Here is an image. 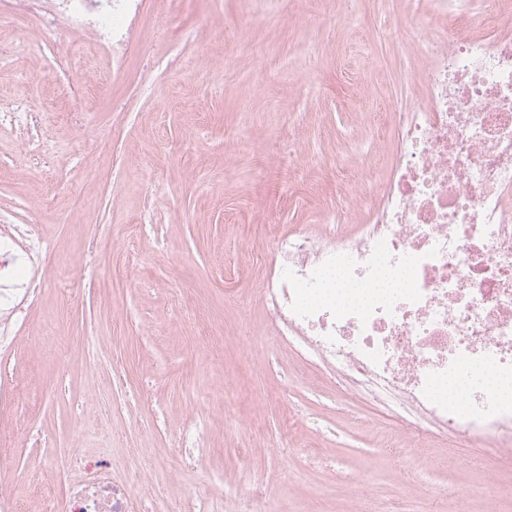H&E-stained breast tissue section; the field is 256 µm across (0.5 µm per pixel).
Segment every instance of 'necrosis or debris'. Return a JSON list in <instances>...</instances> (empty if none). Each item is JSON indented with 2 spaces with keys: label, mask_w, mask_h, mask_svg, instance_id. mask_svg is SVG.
Segmentation results:
<instances>
[{
  "label": "necrosis or debris",
  "mask_w": 512,
  "mask_h": 512,
  "mask_svg": "<svg viewBox=\"0 0 512 512\" xmlns=\"http://www.w3.org/2000/svg\"><path fill=\"white\" fill-rule=\"evenodd\" d=\"M436 24L404 48L410 96L392 114L386 178L352 231L275 235L257 295L282 348L336 372L350 389L417 435L422 420L473 441H512V0H407ZM139 0H0V22L22 41L57 40L44 24L62 15L70 36L115 50L131 35ZM34 225L0 213V349L16 318L17 270L42 279ZM341 272L364 300L328 298ZM462 376V397L442 390ZM50 466L65 487L41 512H271L243 486L224 498H190L173 475L72 448Z\"/></svg>",
  "instance_id": "obj_1"
}]
</instances>
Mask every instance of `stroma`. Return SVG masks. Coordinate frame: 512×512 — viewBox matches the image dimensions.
I'll list each match as a JSON object with an SVG mask.
<instances>
[{
	"label": "stroma",
	"instance_id": "obj_1",
	"mask_svg": "<svg viewBox=\"0 0 512 512\" xmlns=\"http://www.w3.org/2000/svg\"><path fill=\"white\" fill-rule=\"evenodd\" d=\"M411 36L405 0L349 16L336 0H140L116 55L46 42L38 70L0 56V101L47 107L55 147L35 163L0 127V211L43 245L42 284L0 351V430L19 434L0 483L56 485L49 461L69 448H136L184 494L220 472L273 512H457L462 497L512 512V442L399 440L395 419L279 348L256 294L271 230L363 220L344 215L346 179L367 191L384 174ZM116 367L142 398L124 414ZM189 413L205 442L190 466L171 445Z\"/></svg>",
	"mask_w": 512,
	"mask_h": 512
}]
</instances>
